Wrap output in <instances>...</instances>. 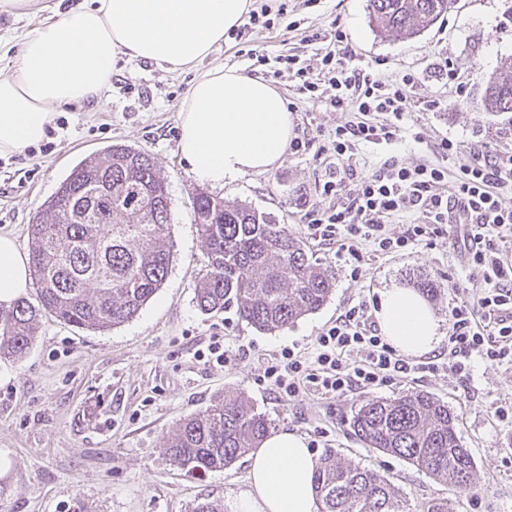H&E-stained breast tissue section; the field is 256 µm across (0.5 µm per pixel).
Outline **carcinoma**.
Returning <instances> with one entry per match:
<instances>
[{
	"instance_id": "1",
	"label": "carcinoma",
	"mask_w": 512,
	"mask_h": 512,
	"mask_svg": "<svg viewBox=\"0 0 512 512\" xmlns=\"http://www.w3.org/2000/svg\"><path fill=\"white\" fill-rule=\"evenodd\" d=\"M453 2L369 0V14L378 32L410 38ZM484 106L512 113L511 72L490 77ZM193 222L209 259L195 285L202 312L234 305L248 324L272 333L320 309L332 294L335 274L312 261L286 227L250 206L200 189ZM28 248L38 304L21 299L0 307V358H23L46 314L98 331L132 319L162 287L172 256L169 197L155 158L113 145L77 164L34 217ZM456 421L447 405L419 391L362 402L351 428L367 447L465 492L477 475ZM269 427L245 396L217 397L181 420L165 454L193 471L224 470L259 447ZM313 485L322 512H405L402 493L382 474L334 453L316 462Z\"/></svg>"
}]
</instances>
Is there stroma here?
<instances>
[{"mask_svg": "<svg viewBox=\"0 0 512 512\" xmlns=\"http://www.w3.org/2000/svg\"><path fill=\"white\" fill-rule=\"evenodd\" d=\"M339 29L348 36L340 65L370 66L390 83L413 74L415 96L439 103L435 111L413 113L401 140L358 145L349 159L357 173L370 174L390 156L407 166L443 161L456 171L457 158L440 153L446 138L468 149L512 147V116L484 107L487 80L512 67L507 0H457L443 20L412 39L379 35L368 0H288L287 17L275 19L273 27L252 25L239 38H225L201 67L224 65L260 77L264 66L247 55L257 49L271 58L295 55L316 72L320 44L313 34ZM114 75L127 90L109 87L90 112L80 107L59 112L51 134L26 153L0 156V235L27 249L34 216L71 170L107 146L126 144L155 157L166 180L172 264L163 286L129 321L99 332L46 315L22 361L0 359V512H191L204 500L235 512L247 483V459L204 474L170 462L164 442L181 419L205 409L214 397L240 393L268 418L271 432L304 436L315 457L334 452L379 471L404 493L406 512H427L436 502L450 504L453 512H512V424L495 414L501 402L512 400V368L477 359L468 386L440 371L395 380L371 394L388 398L426 391L448 403L477 466L476 487L461 494L353 435L349 419L364 394L308 391L282 397L269 389L265 370L271 359L285 347L310 357L323 329L352 303H377L385 288H411L426 277L441 286L430 305L445 331L454 299L479 286L443 234L400 255H382L363 244L355 259L310 239L306 214L320 206L316 189L335 161L336 129L352 120V113L334 110L323 95L302 93L295 78L283 76L274 88L291 104L293 134L307 141V150H288L271 171L213 191L287 227L313 261L335 273V290L321 309L288 329L262 333L235 308L205 314L196 303L194 286L208 258L193 222L200 184L179 154L177 107L197 71L172 73L121 57ZM214 336L223 339L227 362L201 359ZM90 399L100 406L94 419L83 413Z\"/></svg>", "mask_w": 512, "mask_h": 512, "instance_id": "35a3bbf8", "label": "stroma"}]
</instances>
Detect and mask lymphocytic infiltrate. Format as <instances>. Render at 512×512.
Instances as JSON below:
<instances>
[{"mask_svg":"<svg viewBox=\"0 0 512 512\" xmlns=\"http://www.w3.org/2000/svg\"><path fill=\"white\" fill-rule=\"evenodd\" d=\"M345 38L341 31L330 38L321 75L297 66L290 55L278 57V67L271 73L275 79L282 72L292 73L305 93L328 85L327 101L334 110L379 114L376 122L337 127L334 151L340 157L361 143H391L409 113L437 107L436 101L412 98L413 75L389 83L364 68L336 67V49ZM351 179L357 180L359 188L343 196ZM448 182L454 185L449 192L443 189ZM319 192L330 204L310 212L307 230L312 239L336 241L339 250L352 257L364 242L377 252L395 254L408 250L421 237L442 234L450 225L455 229L454 245L479 276L480 289L452 306L447 351L421 360L398 354L381 336L366 302H358L322 332L308 361H301L292 349H282L266 368L271 391L292 396L307 389L340 397L377 389L398 377L441 369L467 379L476 356L512 365V257L498 246L500 239L512 237V205L506 201L512 195L511 150L489 145L471 152L453 177L447 167H410L393 156L362 178L352 168L337 167L320 184ZM402 214L415 215V222L402 234L389 233L388 220Z\"/></svg>","mask_w":512,"mask_h":512,"instance_id":"1","label":"lymphocytic infiltrate"}]
</instances>
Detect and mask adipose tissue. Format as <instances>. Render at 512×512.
Returning <instances> with one entry per match:
<instances>
[{"label":"adipose tissue","mask_w":512,"mask_h":512,"mask_svg":"<svg viewBox=\"0 0 512 512\" xmlns=\"http://www.w3.org/2000/svg\"><path fill=\"white\" fill-rule=\"evenodd\" d=\"M252 0H81L52 8L46 21L18 36V50L0 69V155L24 153L45 136L58 110L100 101L117 56L196 67L237 28ZM179 152L194 178L214 188L279 164L293 135L281 94L235 68L199 74L178 115ZM31 286L29 259L0 235V306ZM379 332L403 354L428 353L440 320L411 288L385 289L374 310ZM315 458L291 431L266 437L250 455L248 484L237 512H318Z\"/></svg>","instance_id":"adipose-tissue-1"}]
</instances>
